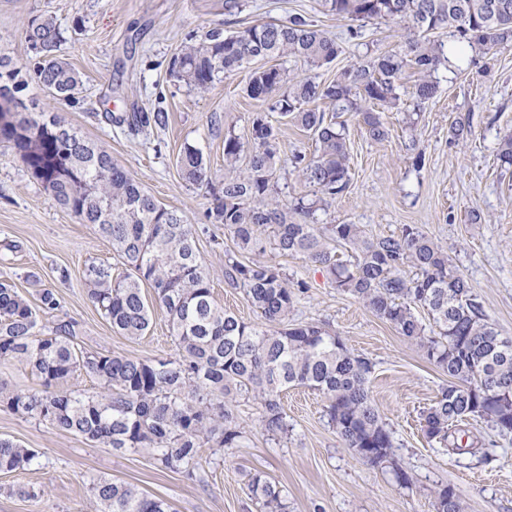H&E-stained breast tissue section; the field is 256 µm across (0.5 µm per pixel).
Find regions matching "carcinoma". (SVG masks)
I'll return each mask as SVG.
<instances>
[{"instance_id": "obj_1", "label": "carcinoma", "mask_w": 512, "mask_h": 512, "mask_svg": "<svg viewBox=\"0 0 512 512\" xmlns=\"http://www.w3.org/2000/svg\"><path fill=\"white\" fill-rule=\"evenodd\" d=\"M492 0H322L326 11L351 20L393 19L403 23L404 43L393 52L354 65L329 82L310 77L287 79L282 67L253 72L247 95L267 103L285 121L309 133L317 157L297 153L291 167L313 188L314 198L282 203L275 188L282 167L274 146L281 129L267 114L252 116L248 137L254 149L242 160L241 136L224 134V185L207 212L213 224L224 225L233 248L224 254V281L241 288L264 320L265 327L245 323L224 311L213 298L211 276L196 248L197 229L175 210L159 204L104 149L83 138L59 119L41 112L20 113L28 139L0 127V140L40 182L52 201L82 224H92L128 267L113 277L112 267L92 265L85 277L89 300L112 330L129 338L145 335L154 306L143 294L147 283L168 318L176 357L147 362L120 354L87 352L78 343V324L57 320L49 333L38 334L39 315L62 308L54 288H42L33 306L11 285L0 282V358L32 367L41 389L5 392L0 407L46 422L110 448H148L162 468L194 474L199 449L215 442L219 448H240L243 427L224 406L232 392L251 393L264 408L263 423L272 433L288 432L279 395L301 386L320 392L327 412L348 447L371 448L368 462L381 465L391 455V433L374 404L369 384L370 362L342 339L314 324H290L295 292L271 262L245 264L242 254L271 252L301 255L318 265L337 290L363 300L379 317L415 342L440 370L448 386L424 412V432L458 453H474L450 433L480 418L502 436L512 435V338L496 331L481 304L448 253L418 229L404 226L398 235L369 238L359 224L317 228L316 213L325 209L350 181V156L340 112L361 118L367 137L381 141L388 129L374 110L399 99L397 81L406 69L420 74L414 97L422 104L434 99L433 74L448 63L445 43L433 38L446 33L453 46L479 45L488 51L512 49V0H497L505 11L488 8ZM33 53L19 66L0 56V81L12 96L27 89L33 78L50 96L74 101L83 87L80 74L58 54L62 33L51 16H34L24 26ZM338 54L333 37L302 14L286 22H266L228 34L208 30L172 57L169 72L177 82L198 91L210 88L219 74L231 73L256 59L293 58L319 68ZM327 101L328 114L316 108ZM132 131L166 122L163 112H136L127 121ZM182 178L191 184L207 179L201 150L184 149L178 158ZM348 246L356 261L345 263L330 245ZM415 275H405V268ZM420 306L432 317L436 331L428 335L412 312ZM101 382L100 391L62 389L60 384L81 375ZM41 465L34 448L0 437V472ZM248 496L262 512H288L281 490L255 474ZM96 512H173L171 505L151 499L131 484L98 479L92 484ZM435 512H462L461 502L448 503V488L437 491Z\"/></svg>"}]
</instances>
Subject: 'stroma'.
<instances>
[{"mask_svg":"<svg viewBox=\"0 0 512 512\" xmlns=\"http://www.w3.org/2000/svg\"><path fill=\"white\" fill-rule=\"evenodd\" d=\"M224 2L0 0V53L28 63L24 23L34 15L55 18L64 37L60 53L80 73L83 91L77 102H56L32 83L23 99L102 146L146 191L194 225L215 301L256 324L260 317L243 289L224 282L231 237L206 214L224 181L225 132L245 135L253 113L265 110L245 91L262 63L220 76L201 93L170 77L171 58L211 28L233 33L302 13L335 38L339 52L321 68L288 58L280 64L289 75L330 81L396 49L405 32L397 21L378 20L363 24L361 38H351V20L324 12L320 0H238L230 12ZM418 78L412 69L401 74L400 100L382 114L388 128L383 141L367 138L357 117L343 114L350 182L320 221L359 224L371 237L399 234L407 224L419 227L465 275L487 320L512 337V171L500 169L497 160L500 140L512 134V50L492 55L475 46L451 58L435 74L437 97L421 106L412 95ZM130 112H163L167 119L136 133L107 119ZM457 122L469 125L467 139H452ZM188 145L200 148L208 163V179L199 185L183 180L177 165ZM275 262L289 284L305 285L290 323L326 326L370 361L372 398L392 434L390 463L374 466L359 457L330 423L324 396L300 386L280 395L288 421L284 435L265 430L260 400L246 393L227 397L245 428L244 445L201 448L191 477L161 469L147 451L97 446L0 410V436L38 449L43 463L0 473V512H91L90 480L97 476L165 499L174 512H261L247 494L248 479L257 472L281 489L288 512H434L435 493L446 486L458 494L462 512H512V438L476 418L465 431L483 455L451 454L428 441L423 413L447 386V374L363 301L334 288L314 263L299 255ZM93 264L111 266L116 276L126 272L111 243L55 205L9 144L0 142V282L31 301L39 289L55 288L62 310L43 315L41 325L51 327L62 315L75 319L84 350L148 362L173 357L162 311H155L145 336L113 332L85 293L84 276ZM63 269L64 281L58 277ZM398 468L408 474V484L396 481Z\"/></svg>","mask_w":512,"mask_h":512,"instance_id":"obj_1","label":"stroma"}]
</instances>
